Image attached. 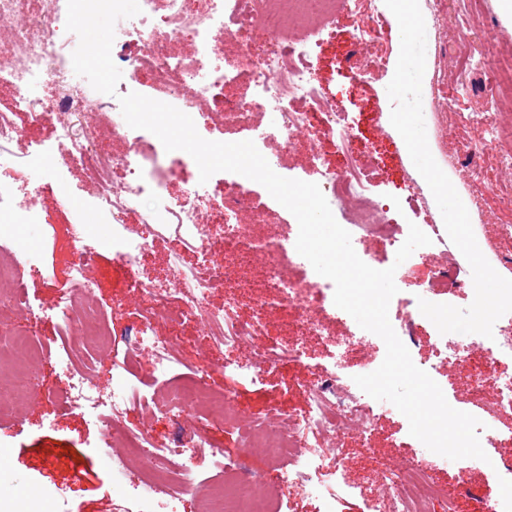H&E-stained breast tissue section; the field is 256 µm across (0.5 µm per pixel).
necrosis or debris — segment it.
I'll list each match as a JSON object with an SVG mask.
<instances>
[{
	"label": "necrosis or debris",
	"mask_w": 512,
	"mask_h": 512,
	"mask_svg": "<svg viewBox=\"0 0 512 512\" xmlns=\"http://www.w3.org/2000/svg\"><path fill=\"white\" fill-rule=\"evenodd\" d=\"M64 2L0 0V81L13 87L29 123L52 120L58 141L69 147L72 164L94 187L92 202L77 209L80 232L72 240L81 242L93 224L111 229L112 254L128 275L130 294L140 301L141 319L133 339L112 360L111 391H104L96 378L92 360L61 364L67 381L61 406L98 412L104 427L102 445L108 448L112 462L113 485L133 487L148 502L167 506L189 494L201 499L202 512H282L284 497L305 494L321 502L322 512H335L338 488L322 480L320 469L326 459L341 458L340 444L346 435L354 431L364 437L371 434L375 414L368 395L346 383L337 367L310 379L308 408L303 414L277 413L255 420L241 416L232 398L209 384L215 369L254 383L269 371L302 363L304 358L303 351L289 343L247 350V343L264 330L265 323L257 316L245 320L238 315L236 302L244 283L232 273L228 255L256 257L264 263L267 291L257 298L256 306L288 309L286 329L295 336L322 335V324L311 312L333 296L332 281L294 262L296 235L268 240L255 235L253 224L244 220L257 210L246 177L225 181L217 199L208 185L196 180L180 193H169L172 173L194 167L193 158L182 151H165L160 144L144 150V137L127 125L118 98L137 91L146 76L157 89L159 101L193 120L210 121L215 128L238 126L249 111L260 114L262 124L247 129L250 140L258 145L278 141L288 147L302 139L334 137L341 164L323 166L316 152L311 162L330 208L346 210L356 243L376 242L399 249L406 239L400 215L412 212L421 218L431 243L411 255V264H425L436 252L445 259L433 269L427 284L417 289V296L426 299L465 288L456 264L458 249L443 224L431 216L424 197L411 195L394 202L374 192L373 152L357 147L353 117L336 109L316 84L314 39L335 33L338 0H140L141 14L115 25L112 58L122 79L113 97L95 91L75 73L71 55L78 37L65 29ZM349 10L356 20L351 43L371 60L370 67L357 75L365 85L387 65L392 29L381 0H353ZM290 21L306 28L304 39L290 38L285 28ZM175 40L191 41L196 47L193 55L170 52L168 45ZM239 72L248 75L249 94L225 98V85ZM456 103L450 96L439 101L438 108L453 113L471 135L460 149L449 152L445 164L453 167L459 159H466V180L473 193H492L499 182L512 179L511 155L493 162L488 159L507 129L491 110L459 113ZM114 137L129 140L125 154L117 156L101 147V140ZM28 161L40 173V181L19 188L0 180V215L17 213L25 223L38 224L41 201L58 177L56 156L53 151L38 150L29 154ZM169 228L179 245L167 258L163 278L143 279L138 273L143 255L157 234ZM184 242L200 245L190 267L182 262L180 245ZM69 281V288L49 306L36 309L28 300L16 263L0 262V283L10 285L11 311L28 323L53 322L60 339L100 345L103 317L91 306L97 284L94 267L84 258L75 261ZM218 284L224 287V306L214 309L208 298ZM160 321L167 323L168 334L155 333ZM189 321L200 327L201 375L193 384L168 386L163 399H156L132 381L130 364L144 360L152 377L166 376L179 360V329ZM31 344L27 330L15 331L11 342L0 343V364L11 363L15 370L12 400L0 402V415L16 410L32 394L27 366ZM504 358L512 359V321L495 325L492 337L473 334L453 347H435L428 356L418 357L417 363L426 370L437 363L452 367L477 361L469 389L478 393L486 382H493V412L500 415L512 413V375L498 372ZM131 403L148 415L161 407L176 421L192 422L189 438L156 448L148 428L122 430L121 417ZM217 420L233 424L243 448L262 449L277 473L276 484L238 466L226 467L221 478L207 485L189 482L200 454L218 461L224 458L223 443L210 436ZM441 462V456L434 454L389 470L367 512H382L388 498L394 512H429V502L435 497L446 500L447 512H458L456 493L432 480Z\"/></svg>",
	"instance_id": "obj_1"
}]
</instances>
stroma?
Returning a JSON list of instances; mask_svg holds the SVG:
<instances>
[{
	"mask_svg": "<svg viewBox=\"0 0 512 512\" xmlns=\"http://www.w3.org/2000/svg\"><path fill=\"white\" fill-rule=\"evenodd\" d=\"M419 5L426 23H441L427 48L431 64L422 81L423 102L432 103L447 95L449 89L462 85L466 92L461 111L493 104L503 118L512 120V102L498 95L495 84L482 71L468 65L471 53L485 42L495 45L503 56L512 57V23L501 17L496 0H419ZM353 25L352 16L342 15L337 22L336 38L319 44L312 59L316 78L328 96L335 99L338 109L354 115L359 142L375 144L379 152L378 192L394 200L414 190L428 192L429 187L415 168L400 134L381 129L380 116L391 109L386 88L395 68L387 66L366 86L358 85L357 72L365 57L346 53L347 36ZM37 142L54 146L58 175L67 194L47 195L42 224L33 226L23 223L19 216H12L16 241L0 244V249L7 251L16 244L41 256L39 272L23 274L29 301L39 307L70 285L72 252L68 230L77 222L72 203L90 201L93 189L71 164L67 146L56 143L52 122L30 127L26 139L15 143L12 150L23 155ZM268 149L279 155V175L317 181L309 161V142L302 140L287 149L273 142ZM92 263L97 274L95 304L112 328L119 330L137 324L138 302L126 297L124 272L114 262L111 249L98 248ZM243 273L252 288L250 294L240 299L239 312L245 317L262 316L266 324L265 330L253 337L252 346L265 348L283 343V312L270 308L259 313L254 307V295L262 293L265 287L261 268L247 266ZM319 318L325 326V337H304L303 346L307 363L316 370L327 371L333 364L327 340L357 335L361 329L349 314H339L330 308L320 312ZM474 369V363H463L435 377L453 408L486 421L488 432L497 437L496 443L486 450L487 460L475 459L470 464L468 483L478 498L463 500L460 512H477L478 501L490 502L502 494V480L492 462L512 458V415L489 417L493 386H486L479 395L468 392L467 383ZM297 371V366H283L267 373L264 383L258 385H243L221 373L216 374L215 382L240 410L263 419L278 411L298 414L306 409L308 395L295 382ZM34 376L37 388L33 400L15 417L0 419V471L13 470L24 479L15 492L0 494V512H17L20 505L53 496L61 489L65 490L67 501L55 506L52 512H142V502L112 488V467L106 463L100 447L103 427L97 415L60 408L57 396L64 381L54 364L39 366ZM420 451L421 443L410 435L408 421L401 412H379L369 438L353 435L343 443L347 488L336 500V512H367V500L382 483L386 469L400 466Z\"/></svg>",
	"mask_w": 512,
	"mask_h": 512,
	"instance_id": "obj_1",
	"label": "stroma"
}]
</instances>
